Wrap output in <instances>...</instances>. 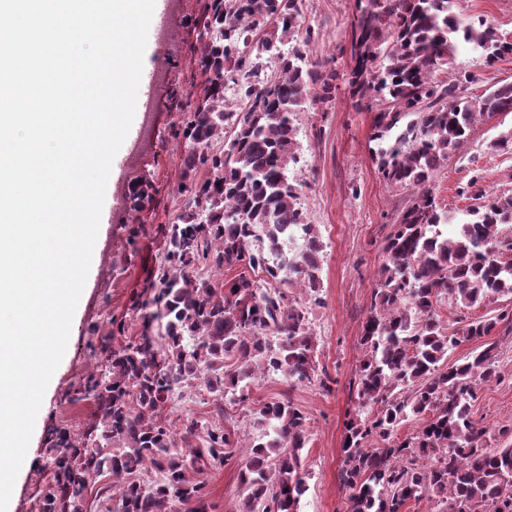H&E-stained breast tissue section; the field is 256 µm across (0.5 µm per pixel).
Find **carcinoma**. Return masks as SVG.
<instances>
[{
  "label": "carcinoma",
  "instance_id": "carcinoma-1",
  "mask_svg": "<svg viewBox=\"0 0 512 512\" xmlns=\"http://www.w3.org/2000/svg\"><path fill=\"white\" fill-rule=\"evenodd\" d=\"M301 2L209 0L197 59L203 95L182 132L189 199L167 225L152 296L132 304L139 331L117 346L112 334L100 336L96 371L69 395L95 410L79 433L55 428L39 512H175L178 504L209 512L207 476L229 460L236 433L193 419L176 425L166 413L174 396L203 386L222 416L257 374L312 382L308 310L289 289L319 300L323 241L306 223L290 165L298 162L300 112L331 105L339 75L311 61L315 32L302 27ZM462 43L488 63L512 53V42L486 19L455 11V0H362L354 17L356 107L384 105L377 140L412 117L394 145L376 152L383 180L412 198L384 239L386 262L360 338L357 397L379 408L347 428L340 479L349 512H406L407 502L424 498L440 512H512V443L488 447L487 429L472 416L476 382L500 377L497 344L484 339L500 324L512 332V305L453 329L437 311L443 298L461 308L512 299V195H489L474 170L460 193L478 205L450 233L432 188L478 120L512 112L511 82L480 97L460 93L473 79L456 63ZM265 53L275 70L261 79ZM290 224L307 241L292 259ZM202 266L244 272L205 279ZM470 341L480 348L448 362L449 351ZM305 421L286 396L258 410L254 423L267 440L243 460L240 512H297ZM407 421L418 422L415 432L397 436Z\"/></svg>",
  "mask_w": 512,
  "mask_h": 512
}]
</instances>
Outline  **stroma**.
<instances>
[{
  "mask_svg": "<svg viewBox=\"0 0 512 512\" xmlns=\"http://www.w3.org/2000/svg\"><path fill=\"white\" fill-rule=\"evenodd\" d=\"M208 0H173V45L162 51L158 33H149L145 61L164 56L165 68L151 116L135 114L134 124L151 119L152 143L130 158L122 181L106 188L107 197L126 199L123 222L99 228L87 281L76 309L65 354L43 397L28 451L30 465L17 476L8 512H38V492L47 481L43 450L53 427L80 430L93 410L90 402L69 403L68 394L93 370L97 333L117 321H130V307L146 288L164 248L163 229L185 205L181 194L183 150L179 144L189 105L201 96L202 77L195 64ZM466 14L483 17L503 38L512 40V0H463ZM302 22L315 31L310 57L335 59L339 75L352 66L351 22L354 0H302ZM457 64L475 76L466 95L479 96L492 85L512 82V54L493 64L460 50ZM375 109L356 110L339 91L328 112H304L298 142L300 161L292 173L302 181L301 203L308 223L317 225L325 244L319 303L309 306L315 340L317 379L291 385L279 374L260 375L244 401L228 407L224 425L241 432L224 466L208 476L211 512H239L241 461L245 447L257 439L251 413L264 402L290 396L304 412L310 441L301 454L308 479L299 512H348L349 491L341 484L345 425L358 409L350 382L360 358L362 325L385 261L384 239L408 204L410 191L387 184L372 157ZM512 129V113L475 124L465 150L440 168L433 189L437 203L455 219L472 205L459 189L474 171L485 188L512 194V154H493L487 143ZM500 380L479 385L473 417L488 431V445L502 446L512 432V335L498 336Z\"/></svg>",
  "mask_w": 512,
  "mask_h": 512,
  "instance_id": "1",
  "label": "stroma"
}]
</instances>
